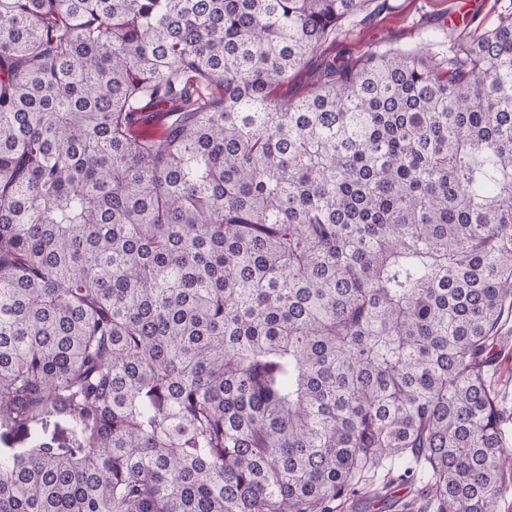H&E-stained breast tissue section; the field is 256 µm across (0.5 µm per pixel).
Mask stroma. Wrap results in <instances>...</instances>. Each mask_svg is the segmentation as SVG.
<instances>
[{
	"instance_id": "stroma-1",
	"label": "stroma",
	"mask_w": 512,
	"mask_h": 512,
	"mask_svg": "<svg viewBox=\"0 0 512 512\" xmlns=\"http://www.w3.org/2000/svg\"><path fill=\"white\" fill-rule=\"evenodd\" d=\"M512 0H479L470 7L467 0H388L385 8L367 21L345 22L335 40L325 44L321 56L299 68L280 88L281 96L295 100L318 86L324 58L340 57L357 65L370 49L421 46L427 33L461 30L463 25L488 28L497 23L501 11ZM494 365L499 395L507 412H512V314L502 323Z\"/></svg>"
}]
</instances>
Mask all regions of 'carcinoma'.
<instances>
[{
    "mask_svg": "<svg viewBox=\"0 0 512 512\" xmlns=\"http://www.w3.org/2000/svg\"><path fill=\"white\" fill-rule=\"evenodd\" d=\"M373 3L0 0V512H500L512 6L277 97Z\"/></svg>",
    "mask_w": 512,
    "mask_h": 512,
    "instance_id": "cac0c4a2",
    "label": "carcinoma"
}]
</instances>
